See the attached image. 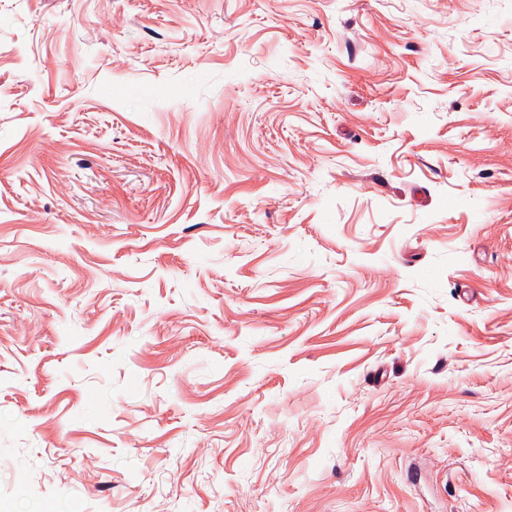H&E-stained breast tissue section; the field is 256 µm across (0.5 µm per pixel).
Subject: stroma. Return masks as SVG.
Instances as JSON below:
<instances>
[{
	"label": "stroma",
	"mask_w": 512,
	"mask_h": 512,
	"mask_svg": "<svg viewBox=\"0 0 512 512\" xmlns=\"http://www.w3.org/2000/svg\"><path fill=\"white\" fill-rule=\"evenodd\" d=\"M512 512V0H0V512Z\"/></svg>",
	"instance_id": "obj_1"
}]
</instances>
